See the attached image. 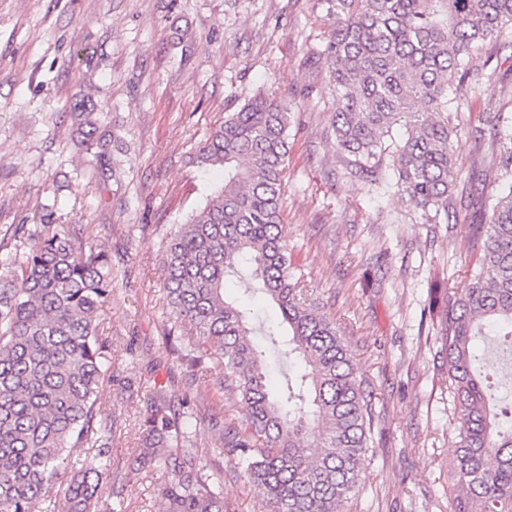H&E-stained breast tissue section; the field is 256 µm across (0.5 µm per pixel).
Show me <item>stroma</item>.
<instances>
[{
	"mask_svg": "<svg viewBox=\"0 0 512 512\" xmlns=\"http://www.w3.org/2000/svg\"><path fill=\"white\" fill-rule=\"evenodd\" d=\"M330 30L322 0H0V259L14 250V224H62L110 256L101 401L115 417L120 476L103 497L128 512H163L166 474L132 468L152 382L171 395V418L189 400L191 431L228 512H261L258 490L219 452L218 419L245 427L247 408L188 368L161 291L163 244L224 178L194 157L225 113L260 90L294 114L281 227L300 286L335 321L372 393L365 477L345 508L455 512L448 391L424 309L434 273L454 291L468 288V227L488 216L459 204L448 223H427L397 196L388 158L381 185L347 175L331 134L339 101L328 72L303 65ZM473 68L453 122L462 128L455 190L474 197L483 185L469 174H496L495 118L512 116V43L486 44ZM76 112L95 114L108 148L80 142Z\"/></svg>",
	"mask_w": 512,
	"mask_h": 512,
	"instance_id": "stroma-1",
	"label": "stroma"
}]
</instances>
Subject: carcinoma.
I'll list each match as a JSON object with an SVG mask.
<instances>
[{"label": "carcinoma", "mask_w": 512, "mask_h": 512, "mask_svg": "<svg viewBox=\"0 0 512 512\" xmlns=\"http://www.w3.org/2000/svg\"><path fill=\"white\" fill-rule=\"evenodd\" d=\"M333 29L323 57L340 100L332 118L336 151L349 174L382 180L385 137H404L392 161L397 193L429 221H448L460 170L448 88L473 76L485 42L512 31V0H323ZM288 102L258 92L199 148L200 166L224 169V183L167 242L164 303L188 324L193 371L213 372L219 394L245 404V430L224 429V455L263 494L265 512H341L364 475L374 411L335 323L306 303L281 235L288 164ZM79 133L97 131L91 112ZM501 175L512 176V131L496 141ZM479 263L467 291L431 281L427 314L441 351L457 451L448 472L470 512H512V427L504 430L491 376L512 362V183L480 199ZM23 251L0 273V512H112L114 419L102 414L109 337L97 323L112 296V264L60 224H17ZM238 277L280 310L288 331L256 322L224 296ZM502 340L476 347L485 326ZM300 370L269 382L270 358ZM166 389L151 387L140 423L135 471L168 470L164 512H224V496L187 428L172 421Z\"/></svg>", "instance_id": "obj_1"}]
</instances>
